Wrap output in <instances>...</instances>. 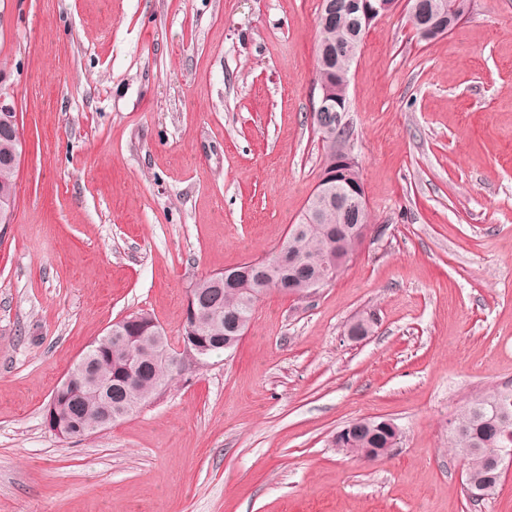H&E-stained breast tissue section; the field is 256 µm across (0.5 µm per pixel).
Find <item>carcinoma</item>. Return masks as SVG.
<instances>
[{"label":"carcinoma","mask_w":512,"mask_h":512,"mask_svg":"<svg viewBox=\"0 0 512 512\" xmlns=\"http://www.w3.org/2000/svg\"><path fill=\"white\" fill-rule=\"evenodd\" d=\"M317 73L318 80L336 85L338 73L348 70L357 61L345 48L336 50L334 56H323L327 45L352 41L361 47L366 31L360 30L351 37L352 14L340 9L337 17L327 20L325 11H320L317 23ZM21 146L0 138V212L7 213L5 199L15 195L18 165L11 164L5 157ZM351 245L348 236L337 228L336 214L324 213L320 223L304 224L300 235L286 239L281 250H289L304 259L299 268L288 263V259L268 258L271 267L259 265L255 268L245 262L234 268L236 274L223 280L219 285L212 284V276L207 275L197 282V289L205 296V304L197 311L195 319L183 323L180 336H195L206 341L212 351L210 355L224 353V336L229 334L231 323L241 320L250 323L255 304L265 289V279L271 277L285 287H292L303 293L308 280L321 273V263L328 255ZM141 321L132 327L129 335L137 337L131 345L133 352L140 356L138 374L140 384L126 393H117L112 403L104 404L102 391L95 384L81 382L78 392L66 402V409L79 435L93 433L92 420L101 411L110 410L115 405H127L135 409L148 401L154 394V382L162 373L172 375L175 365L161 358L162 348L169 346L166 334H158L159 327L153 319L140 313ZM98 374L112 385H121L126 370L125 359L112 353V345L104 344L95 352ZM512 430V388L497 390L491 394L478 396L472 400L455 421L448 435V445L456 450L465 468L467 488L485 489L489 494L496 493L501 478L492 468L489 455L492 448H512V440L507 441L502 428ZM346 444L343 452L357 458H364V449L373 448L372 459L378 460L388 454V449L396 447L399 431L381 419H359L345 426Z\"/></svg>","instance_id":"carcinoma-1"}]
</instances>
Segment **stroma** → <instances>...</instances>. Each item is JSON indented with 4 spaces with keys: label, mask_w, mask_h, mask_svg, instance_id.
Masks as SVG:
<instances>
[{
    "label": "stroma",
    "mask_w": 512,
    "mask_h": 512,
    "mask_svg": "<svg viewBox=\"0 0 512 512\" xmlns=\"http://www.w3.org/2000/svg\"><path fill=\"white\" fill-rule=\"evenodd\" d=\"M321 0H0L24 153L0 224V512H512L472 507L448 424L512 386V0L418 40L406 11L349 75L373 230L335 281L264 293L231 351L89 436L45 425L113 321L177 345L195 280L264 258L322 168ZM375 314L374 333L344 334ZM380 417L386 457L338 451ZM47 427L60 437L72 432L70 425L65 421V415L57 400H51L45 413Z\"/></svg>",
    "instance_id": "35a3bbf8"
}]
</instances>
